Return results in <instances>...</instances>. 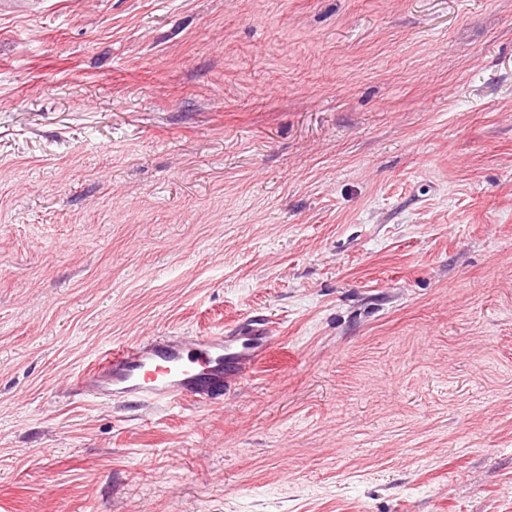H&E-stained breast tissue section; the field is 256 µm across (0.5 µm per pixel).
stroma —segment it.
Listing matches in <instances>:
<instances>
[{
    "label": "stroma",
    "mask_w": 512,
    "mask_h": 512,
    "mask_svg": "<svg viewBox=\"0 0 512 512\" xmlns=\"http://www.w3.org/2000/svg\"><path fill=\"white\" fill-rule=\"evenodd\" d=\"M256 316L220 402L71 393ZM0 512H512V0L0 12Z\"/></svg>",
    "instance_id": "35a3bbf8"
}]
</instances>
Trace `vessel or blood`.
I'll return each instance as SVG.
<instances>
[{"label":"vessel or blood","instance_id":"b4317fda","mask_svg":"<svg viewBox=\"0 0 512 512\" xmlns=\"http://www.w3.org/2000/svg\"><path fill=\"white\" fill-rule=\"evenodd\" d=\"M273 343L261 319L229 336L205 333L134 342L93 364L72 391L105 401H212L249 374Z\"/></svg>","mask_w":512,"mask_h":512}]
</instances>
